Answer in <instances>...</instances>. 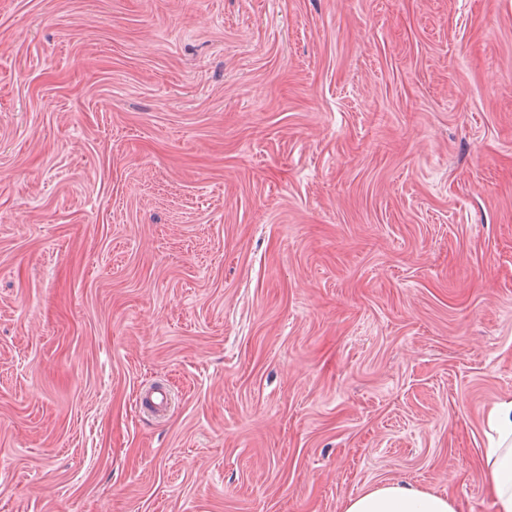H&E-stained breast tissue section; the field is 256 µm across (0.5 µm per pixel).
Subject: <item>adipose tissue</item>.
I'll use <instances>...</instances> for the list:
<instances>
[{"label":"adipose tissue","instance_id":"obj_1","mask_svg":"<svg viewBox=\"0 0 512 512\" xmlns=\"http://www.w3.org/2000/svg\"><path fill=\"white\" fill-rule=\"evenodd\" d=\"M488 424L496 434L482 452L486 488L496 512H512V399L497 402ZM344 512H457L445 495L392 481L351 497Z\"/></svg>","mask_w":512,"mask_h":512}]
</instances>
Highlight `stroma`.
Listing matches in <instances>:
<instances>
[{
	"label": "stroma",
	"instance_id": "1",
	"mask_svg": "<svg viewBox=\"0 0 512 512\" xmlns=\"http://www.w3.org/2000/svg\"><path fill=\"white\" fill-rule=\"evenodd\" d=\"M509 397L512 0H0V512H495ZM491 430L497 434L482 460L486 488L497 512H512V399L497 402L488 417ZM343 512H457V509L447 495L392 481L351 497Z\"/></svg>",
	"mask_w": 512,
	"mask_h": 512
}]
</instances>
